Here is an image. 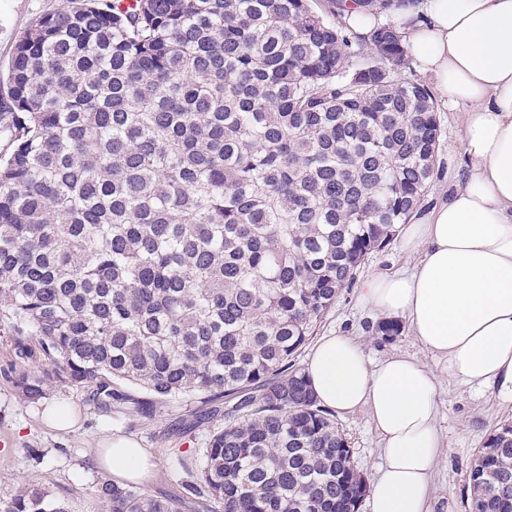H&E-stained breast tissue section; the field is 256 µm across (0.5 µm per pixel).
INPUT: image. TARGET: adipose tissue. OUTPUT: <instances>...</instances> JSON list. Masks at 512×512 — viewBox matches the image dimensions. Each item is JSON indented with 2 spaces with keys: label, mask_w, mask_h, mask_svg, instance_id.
I'll list each match as a JSON object with an SVG mask.
<instances>
[{
  "label": "adipose tissue",
  "mask_w": 512,
  "mask_h": 512,
  "mask_svg": "<svg viewBox=\"0 0 512 512\" xmlns=\"http://www.w3.org/2000/svg\"><path fill=\"white\" fill-rule=\"evenodd\" d=\"M398 26L442 99L463 112L462 186L402 230L419 253L408 272L375 274L361 303L404 318L449 373L512 389V0H408ZM304 372L319 403L336 413L367 410L383 443L371 483L372 512H431L432 471L444 446L435 375L416 358L369 365L350 337H322ZM100 466L142 483L151 449L126 436L100 440Z\"/></svg>",
  "instance_id": "ef3b65f1"
}]
</instances>
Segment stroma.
<instances>
[{"label": "stroma", "instance_id": "1", "mask_svg": "<svg viewBox=\"0 0 512 512\" xmlns=\"http://www.w3.org/2000/svg\"><path fill=\"white\" fill-rule=\"evenodd\" d=\"M66 0H0V81L7 75L16 42L30 23L42 14L65 7ZM442 125L440 164L432 187L418 208L427 213L453 192L463 175L462 116L436 103ZM419 256L393 239L373 253L358 274L359 282L376 273L411 269ZM357 286L345 289L322 323L320 335L354 337L371 362L392 354L419 360L438 379V425L445 448L431 481L432 512H467L469 473L475 453L494 429L512 422V395L498 385H469L448 374L445 359L426 351L402 328L394 340H383L376 328L378 316L358 301ZM17 366L10 339L0 335V436L9 441L0 447V498L27 483L46 488L64 498L71 512H99L95 488L105 472L98 465L97 441L112 434L130 436L158 456L154 476L143 482L144 490L162 493L173 501L185 500L186 485L203 462V450L222 416H204L192 397L153 400L147 413L119 406L109 411L95 407L85 388L63 384L38 400L26 399L14 383ZM64 401L74 406L80 425L73 431H56L41 421L45 409ZM336 421L353 450L352 461L365 479H373L382 462V443L366 410L337 415Z\"/></svg>", "mask_w": 512, "mask_h": 512}]
</instances>
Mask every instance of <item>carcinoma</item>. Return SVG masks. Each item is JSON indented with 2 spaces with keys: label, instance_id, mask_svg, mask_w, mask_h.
<instances>
[{
  "label": "carcinoma",
  "instance_id": "1",
  "mask_svg": "<svg viewBox=\"0 0 512 512\" xmlns=\"http://www.w3.org/2000/svg\"><path fill=\"white\" fill-rule=\"evenodd\" d=\"M357 57L361 62L352 64ZM397 25L353 39L311 0H69L17 41L0 121V324L22 395L103 410L233 403L191 512H358L367 482L297 366L428 193L442 127ZM469 512H512V424ZM106 512H181L102 478ZM0 512H71L31 484Z\"/></svg>",
  "mask_w": 512,
  "mask_h": 512
}]
</instances>
